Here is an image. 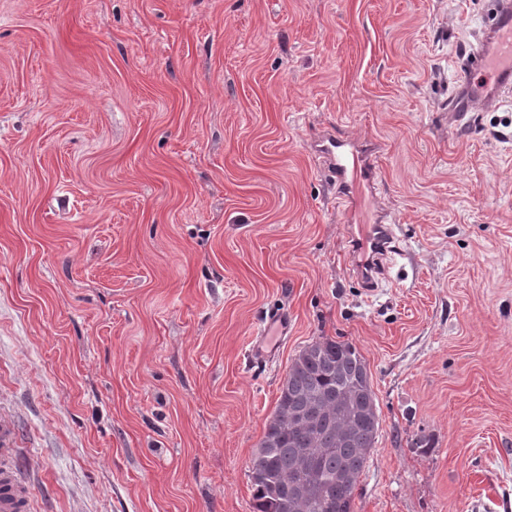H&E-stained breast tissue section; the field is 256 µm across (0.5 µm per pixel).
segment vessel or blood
Instances as JSON below:
<instances>
[{
    "label": "vessel or blood",
    "mask_w": 512,
    "mask_h": 512,
    "mask_svg": "<svg viewBox=\"0 0 512 512\" xmlns=\"http://www.w3.org/2000/svg\"><path fill=\"white\" fill-rule=\"evenodd\" d=\"M486 70L491 73L490 79L476 86L470 95L454 102L457 122H465L471 101L491 104L503 93L512 92V0H499L493 23L467 66L463 80L471 82L476 72ZM377 151V145H362L332 132L323 134L318 141L317 152L351 211H358L360 207L363 186L373 185L376 181L374 156ZM394 239L393 225L382 220L359 225L357 233L350 235L349 254L368 291H375L378 281L387 277L395 254ZM14 446L13 424L10 419L0 416V512H26L27 508L15 476L6 464Z\"/></svg>",
    "instance_id": "obj_1"
}]
</instances>
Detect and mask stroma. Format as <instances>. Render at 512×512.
I'll list each match as a JSON object with an SVG mask.
<instances>
[{"label": "stroma", "mask_w": 512, "mask_h": 512, "mask_svg": "<svg viewBox=\"0 0 512 512\" xmlns=\"http://www.w3.org/2000/svg\"><path fill=\"white\" fill-rule=\"evenodd\" d=\"M490 7L0 0V413L30 512H253L321 336L379 415L355 512H512V95L448 120ZM327 130L380 146L363 217L400 253L372 296Z\"/></svg>", "instance_id": "35a3bbf8"}]
</instances>
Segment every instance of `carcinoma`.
I'll return each instance as SVG.
<instances>
[{
    "label": "carcinoma",
    "instance_id": "carcinoma-1",
    "mask_svg": "<svg viewBox=\"0 0 512 512\" xmlns=\"http://www.w3.org/2000/svg\"><path fill=\"white\" fill-rule=\"evenodd\" d=\"M378 415L364 358L321 336L289 366L251 466L253 512H355Z\"/></svg>",
    "mask_w": 512,
    "mask_h": 512
}]
</instances>
